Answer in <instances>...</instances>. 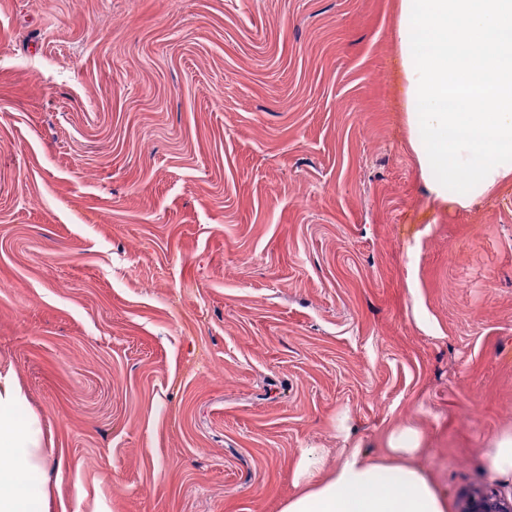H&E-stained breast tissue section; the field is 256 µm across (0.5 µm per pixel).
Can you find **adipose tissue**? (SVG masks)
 Returning a JSON list of instances; mask_svg holds the SVG:
<instances>
[{"mask_svg": "<svg viewBox=\"0 0 512 512\" xmlns=\"http://www.w3.org/2000/svg\"><path fill=\"white\" fill-rule=\"evenodd\" d=\"M403 107L421 173L436 201L467 210L512 182V0H400L397 26ZM461 188L449 193L448 184ZM11 368L0 370V512H34L25 483L49 453ZM420 436L391 433L374 459L360 443L322 474L320 449H303L294 471L300 493L282 512H448L415 465Z\"/></svg>", "mask_w": 512, "mask_h": 512, "instance_id": "obj_1", "label": "adipose tissue"}]
</instances>
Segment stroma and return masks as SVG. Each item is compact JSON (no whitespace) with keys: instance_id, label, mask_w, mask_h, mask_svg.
<instances>
[{"instance_id":"stroma-1","label":"stroma","mask_w":512,"mask_h":512,"mask_svg":"<svg viewBox=\"0 0 512 512\" xmlns=\"http://www.w3.org/2000/svg\"><path fill=\"white\" fill-rule=\"evenodd\" d=\"M400 0H0V367L40 512H282L302 449L512 477V183L434 201ZM485 467L497 476H512V433L495 438L483 454Z\"/></svg>"}]
</instances>
